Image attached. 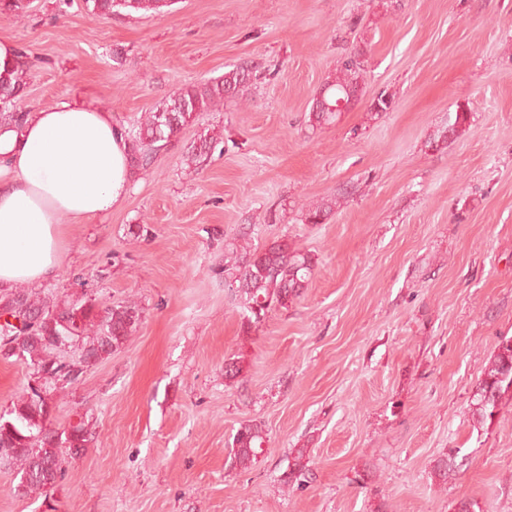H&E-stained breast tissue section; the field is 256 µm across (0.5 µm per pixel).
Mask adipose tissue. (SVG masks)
Wrapping results in <instances>:
<instances>
[{
	"mask_svg": "<svg viewBox=\"0 0 512 512\" xmlns=\"http://www.w3.org/2000/svg\"><path fill=\"white\" fill-rule=\"evenodd\" d=\"M130 143L106 110L60 102L0 126V288L52 278L62 229L106 215L132 180Z\"/></svg>",
	"mask_w": 512,
	"mask_h": 512,
	"instance_id": "ef3b65f1",
	"label": "adipose tissue"
}]
</instances>
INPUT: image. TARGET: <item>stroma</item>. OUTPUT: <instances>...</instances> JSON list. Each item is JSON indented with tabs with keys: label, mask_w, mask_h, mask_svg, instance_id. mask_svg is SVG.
<instances>
[{
	"label": "stroma",
	"mask_w": 512,
	"mask_h": 512,
	"mask_svg": "<svg viewBox=\"0 0 512 512\" xmlns=\"http://www.w3.org/2000/svg\"><path fill=\"white\" fill-rule=\"evenodd\" d=\"M0 38L30 66L17 111L92 103L127 131L185 84L261 71L197 113L106 217L65 225L38 291L88 288L106 306L137 302L142 319L57 399L56 428L93 431L64 480L22 499L0 469V512H453L463 498L512 512V400L488 430L471 419L512 336V0H173L109 19L85 0H33L0 14ZM354 50L357 101L311 127ZM381 95L392 106L377 115ZM207 134L220 143L188 167ZM334 195L324 223H302ZM243 235L318 260L302 296L247 333L224 285ZM248 421L268 441L235 467ZM300 448L309 478L284 484ZM451 448L465 462L442 482L433 466Z\"/></svg>",
	"instance_id": "obj_1"
}]
</instances>
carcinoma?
<instances>
[{
	"instance_id": "carcinoma-1",
	"label": "carcinoma",
	"mask_w": 512,
	"mask_h": 512,
	"mask_svg": "<svg viewBox=\"0 0 512 512\" xmlns=\"http://www.w3.org/2000/svg\"><path fill=\"white\" fill-rule=\"evenodd\" d=\"M92 4L91 13L106 16L126 11H152L160 13L170 6L171 0H85ZM30 0H0V14L22 16ZM27 62L22 60L11 73L0 76V125H21L24 112L13 110L14 100L25 85ZM364 64L360 53L345 54L334 76L324 85V100L334 105L340 99H349L361 89ZM253 76V66L240 64L224 73V77L206 83L191 84L176 91L155 109L148 112L135 132L128 135L131 143V161L147 168L153 154L161 146L177 139L183 128L199 112H205L228 96L242 95ZM219 142L216 136H206L201 144L186 155L189 164L199 168L207 160L211 148ZM337 205L336 198H329L310 207L303 214L307 224H320ZM316 266L312 254L302 252L288 240H277L262 250L248 245H228L224 263V283H245L241 300L250 312L244 328L260 323L269 311L288 308L299 298L301 291ZM7 316L21 321L24 328H10L4 332L0 326V359L11 358L27 364L32 375H45L51 379L49 392L77 384L83 374L102 358L120 349L141 320V309L135 303L103 307L95 294L84 292L67 300L43 297L31 288L22 286L0 290V317ZM40 317L42 322L33 325L28 320ZM21 337L14 346L12 335ZM75 344L82 350L84 362H66L58 356V339ZM512 397V336H502L490 356L483 376L478 380L472 396L473 423L483 427L492 423L502 401ZM54 398L43 400L25 390L0 415V455L8 457V468L15 471L18 483L15 494L21 498L31 493L52 489L64 478L65 453L62 448L76 451L86 447L90 431L85 421L61 432L51 427ZM267 433L257 421L240 426L233 436L231 462L246 467L257 457ZM458 449L450 450L440 459L434 474L440 480L448 479L453 470ZM303 451H297L293 463L285 471L284 482L306 480Z\"/></svg>"
}]
</instances>
